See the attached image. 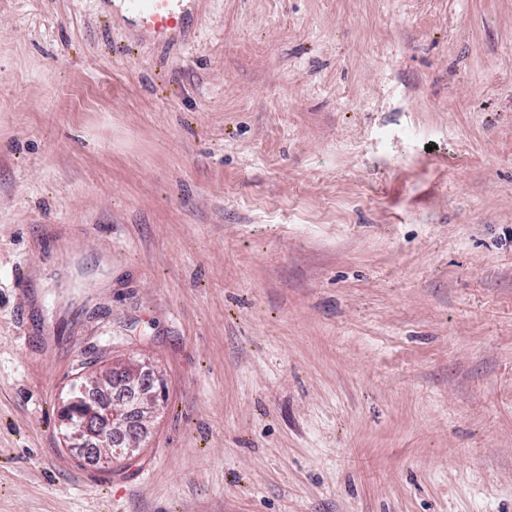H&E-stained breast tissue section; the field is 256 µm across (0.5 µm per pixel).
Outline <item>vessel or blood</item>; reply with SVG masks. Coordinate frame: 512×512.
<instances>
[{
    "label": "vessel or blood",
    "instance_id": "1",
    "mask_svg": "<svg viewBox=\"0 0 512 512\" xmlns=\"http://www.w3.org/2000/svg\"><path fill=\"white\" fill-rule=\"evenodd\" d=\"M193 0H131L141 31L158 43H169L184 32L193 16Z\"/></svg>",
    "mask_w": 512,
    "mask_h": 512
}]
</instances>
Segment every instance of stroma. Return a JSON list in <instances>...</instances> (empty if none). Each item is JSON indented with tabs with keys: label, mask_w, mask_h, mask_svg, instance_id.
<instances>
[{
	"label": "stroma",
	"mask_w": 512,
	"mask_h": 512,
	"mask_svg": "<svg viewBox=\"0 0 512 512\" xmlns=\"http://www.w3.org/2000/svg\"><path fill=\"white\" fill-rule=\"evenodd\" d=\"M194 11L0 0V512H512V0ZM195 0H132L131 6L141 31L157 43H169L184 32L194 17ZM72 400L78 403H70L62 409V419L67 420L74 427H84L87 421V413L79 405L85 406L87 395L84 393L81 382L71 389Z\"/></svg>",
	"instance_id": "obj_1"
}]
</instances>
